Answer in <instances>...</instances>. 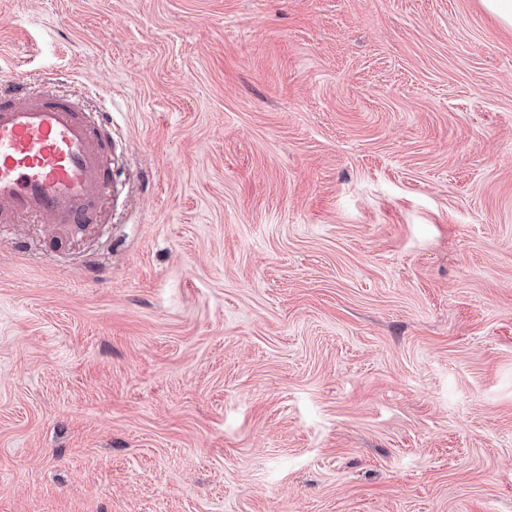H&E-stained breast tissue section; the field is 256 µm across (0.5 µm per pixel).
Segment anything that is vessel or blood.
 <instances>
[{
	"instance_id": "vessel-or-blood-1",
	"label": "vessel or blood",
	"mask_w": 512,
	"mask_h": 512,
	"mask_svg": "<svg viewBox=\"0 0 512 512\" xmlns=\"http://www.w3.org/2000/svg\"><path fill=\"white\" fill-rule=\"evenodd\" d=\"M111 114L84 109L77 91L50 78L17 77L0 88V223L39 221L51 233L92 220L95 195L121 196L101 140Z\"/></svg>"
}]
</instances>
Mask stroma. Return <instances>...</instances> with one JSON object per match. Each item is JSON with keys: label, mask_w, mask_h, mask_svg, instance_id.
Here are the masks:
<instances>
[{"label": "stroma", "mask_w": 512, "mask_h": 512, "mask_svg": "<svg viewBox=\"0 0 512 512\" xmlns=\"http://www.w3.org/2000/svg\"><path fill=\"white\" fill-rule=\"evenodd\" d=\"M128 198L0 226V512H512V28L482 0H0V83Z\"/></svg>", "instance_id": "obj_1"}]
</instances>
